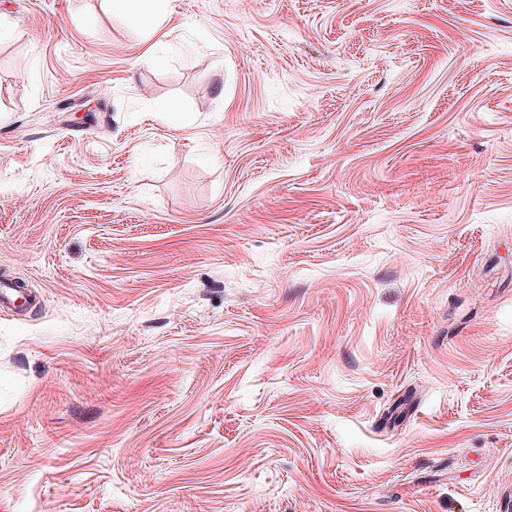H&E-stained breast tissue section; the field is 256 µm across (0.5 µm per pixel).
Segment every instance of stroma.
<instances>
[{
	"instance_id": "1",
	"label": "stroma",
	"mask_w": 512,
	"mask_h": 512,
	"mask_svg": "<svg viewBox=\"0 0 512 512\" xmlns=\"http://www.w3.org/2000/svg\"><path fill=\"white\" fill-rule=\"evenodd\" d=\"M0 0V512H512V0ZM112 1V0H111ZM159 0H113L112 11L121 13L135 20L141 27L154 28L164 20L157 9Z\"/></svg>"
}]
</instances>
